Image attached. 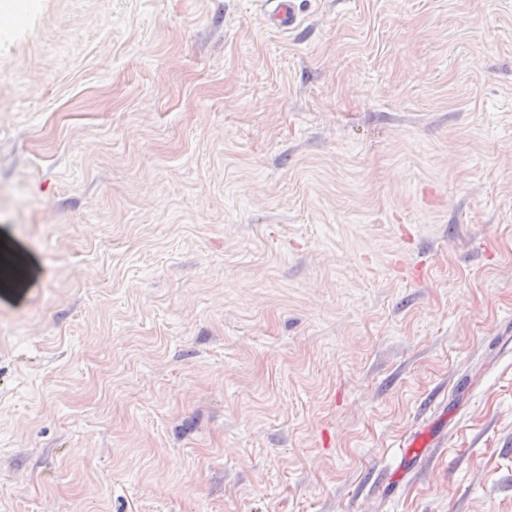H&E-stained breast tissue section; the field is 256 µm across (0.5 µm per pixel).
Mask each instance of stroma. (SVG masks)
Masks as SVG:
<instances>
[{
	"mask_svg": "<svg viewBox=\"0 0 512 512\" xmlns=\"http://www.w3.org/2000/svg\"><path fill=\"white\" fill-rule=\"evenodd\" d=\"M297 4L0 30V512H512V0ZM266 7L267 19L275 27L291 28L297 23V0H259ZM267 7L270 9L267 10Z\"/></svg>",
	"mask_w": 512,
	"mask_h": 512,
	"instance_id": "obj_1",
	"label": "stroma"
}]
</instances>
